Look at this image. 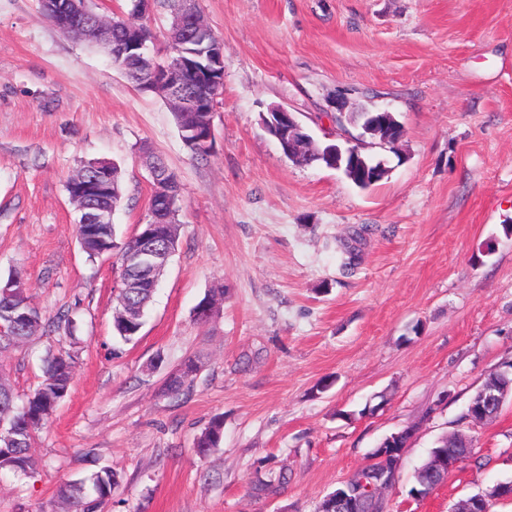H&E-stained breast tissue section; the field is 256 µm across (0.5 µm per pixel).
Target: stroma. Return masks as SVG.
Instances as JSON below:
<instances>
[{"instance_id":"stroma-1","label":"stroma","mask_w":512,"mask_h":512,"mask_svg":"<svg viewBox=\"0 0 512 512\" xmlns=\"http://www.w3.org/2000/svg\"><path fill=\"white\" fill-rule=\"evenodd\" d=\"M224 45V92L207 159L184 147L167 103L110 58L63 35L40 0H0V278L22 270L44 316L78 309L75 338L36 335L0 354L19 393L48 349L73 379L32 448L27 477H0V512H50L58 485L103 468L121 482L106 512H317L406 426L387 512H449L512 478V400L474 429L487 467L454 472L415 501L413 473L459 429L487 375L512 361V0H198ZM352 112L386 110L394 148L365 145L388 174L362 190L283 156L260 117L296 112L315 139ZM181 186L179 244L136 338L112 326L118 271L89 260L66 191L83 162L122 171L119 238L147 223L145 152ZM366 228L358 265L342 244ZM224 300L194 319L210 289ZM201 368L186 395L167 377ZM222 418L220 445L195 441ZM287 472L258 496L255 475ZM200 370L199 361L195 358H188L182 367L176 372L175 377L166 382L165 390L168 395L178 398L192 386L197 372Z\"/></svg>"}]
</instances>
